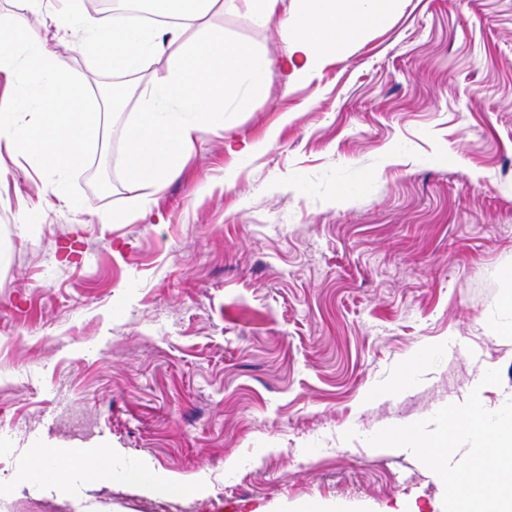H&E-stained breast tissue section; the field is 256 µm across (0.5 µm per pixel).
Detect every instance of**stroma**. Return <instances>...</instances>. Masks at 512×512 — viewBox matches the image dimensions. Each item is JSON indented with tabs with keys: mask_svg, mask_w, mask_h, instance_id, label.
Returning a JSON list of instances; mask_svg holds the SVG:
<instances>
[{
	"mask_svg": "<svg viewBox=\"0 0 512 512\" xmlns=\"http://www.w3.org/2000/svg\"><path fill=\"white\" fill-rule=\"evenodd\" d=\"M211 22L273 60L267 98L228 119L265 151L236 162L201 133L151 210L99 224L130 206L119 131L142 76L101 104L114 132L30 237L18 205L44 188L0 156V512H444L436 474L365 438L463 403L488 369L502 382L484 407L512 398V0H402L296 80L276 30ZM421 347L427 363L381 396ZM39 446L110 448L187 486L76 477L61 494L20 479Z\"/></svg>",
	"mask_w": 512,
	"mask_h": 512,
	"instance_id": "35a3bbf8",
	"label": "stroma"
}]
</instances>
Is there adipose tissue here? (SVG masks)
<instances>
[{
	"label": "adipose tissue",
	"instance_id": "obj_1",
	"mask_svg": "<svg viewBox=\"0 0 512 512\" xmlns=\"http://www.w3.org/2000/svg\"><path fill=\"white\" fill-rule=\"evenodd\" d=\"M399 0H144L121 16L92 14L77 0H24L28 20L0 13V73L14 96L0 98V151L23 156L45 188L66 199L67 184L97 148L100 113L87 81L66 64L74 46L94 70L150 73L135 119L124 127L125 181L131 212L149 209L183 169L202 132L224 134L226 113L249 111L264 98L272 59L266 51L210 27L215 6L257 27H277L292 74L304 76L324 57L343 56L384 27ZM53 27L52 36L42 35ZM167 66H160L162 57ZM99 486L128 480L148 494H178L181 478L151 471L124 474L111 450L37 448L26 478L67 487L72 474Z\"/></svg>",
	"mask_w": 512,
	"mask_h": 512
}]
</instances>
